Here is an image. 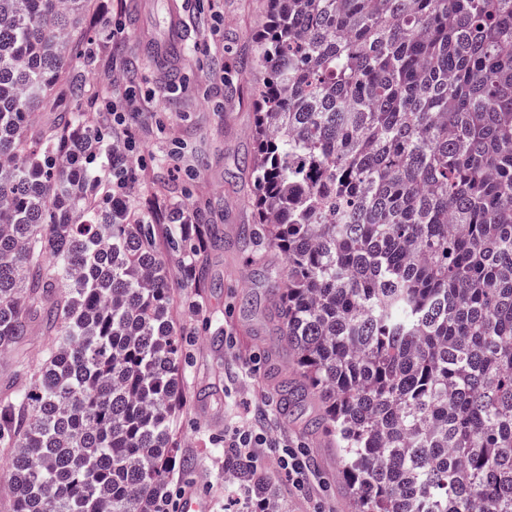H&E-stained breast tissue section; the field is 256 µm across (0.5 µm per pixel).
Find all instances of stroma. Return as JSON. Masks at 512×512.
Wrapping results in <instances>:
<instances>
[{"label":"stroma","instance_id":"obj_1","mask_svg":"<svg viewBox=\"0 0 512 512\" xmlns=\"http://www.w3.org/2000/svg\"><path fill=\"white\" fill-rule=\"evenodd\" d=\"M101 20L88 35L97 57L96 91L84 106L129 101L120 138L142 160L129 184L133 203L159 217L154 243L174 273L173 315L185 361L181 405L172 433L183 465L170 491L196 484L213 512H245L248 490L228 480L226 443L235 432L263 434L257 462L276 491L282 512H351L332 437L306 432L322 411L307 397L290 414L278 409V389L294 374L271 312L270 273L252 257L244 232L255 222L247 164L255 154L251 130L262 75L256 37L267 24L266 0H183L189 32L170 80L140 53L141 41L167 36L168 0H98ZM178 204L207 214L212 238L194 274L184 254L170 251ZM47 338L40 325L9 354H0V389L22 364H34ZM304 452L313 477L297 487L277 462L278 446Z\"/></svg>","mask_w":512,"mask_h":512}]
</instances>
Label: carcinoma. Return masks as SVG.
Here are the masks:
<instances>
[{
  "mask_svg": "<svg viewBox=\"0 0 512 512\" xmlns=\"http://www.w3.org/2000/svg\"><path fill=\"white\" fill-rule=\"evenodd\" d=\"M268 4L247 236L284 257L279 408L325 404L354 512H512V0ZM95 16L0 0V354L49 336L0 392L10 512H164L181 464L171 270L69 106Z\"/></svg>",
  "mask_w": 512,
  "mask_h": 512,
  "instance_id": "carcinoma-1",
  "label": "carcinoma"
}]
</instances>
